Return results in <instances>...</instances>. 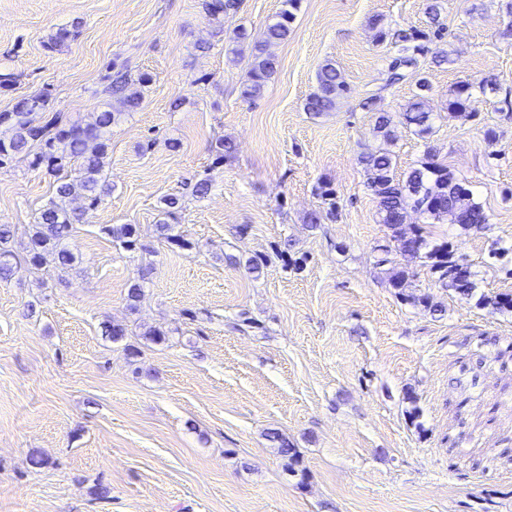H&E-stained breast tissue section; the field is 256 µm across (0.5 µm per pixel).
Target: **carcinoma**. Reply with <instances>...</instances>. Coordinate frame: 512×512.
I'll use <instances>...</instances> for the list:
<instances>
[{
    "label": "carcinoma",
    "instance_id": "cac0c4a2",
    "mask_svg": "<svg viewBox=\"0 0 512 512\" xmlns=\"http://www.w3.org/2000/svg\"><path fill=\"white\" fill-rule=\"evenodd\" d=\"M300 0H284V8L276 14L257 37L245 31L235 34L233 46L228 52L234 56L242 53L239 43H247L249 70L242 85L241 96L254 100L261 96L268 80L275 73V62L269 54L271 45L288 38L290 24L295 19ZM238 8V0H208L206 10L217 18ZM430 26L410 32H396L397 55L388 64L386 85L392 86L405 77V71L415 68L420 58L427 55L428 44L440 41L445 36L446 27L440 21L437 5H428ZM105 89L108 100L102 109L92 113L88 119L74 121L57 112L50 117L40 116L46 100L43 95L33 96L20 102L13 111L0 113V126L6 127L5 135H0V167L9 164L16 156L31 153L37 148L32 164L44 166L55 177V195L60 202H50L40 213L34 224L29 251L24 259H19L11 248L12 234L9 225H0V280L13 274L20 262L35 268L50 262L56 268L68 269L76 263V258L62 247L75 224L80 221V213L67 208L63 201L73 196L82 197L88 205L97 206L111 185L106 172L108 138L106 134L127 112L139 106L141 92L130 89L131 77L127 70L115 68L108 75ZM485 93L489 89L488 80L478 83L460 82L448 99V113L477 116L474 112V90ZM430 85L418 80L417 92L398 115L380 112L376 116L374 130L382 144L361 154L359 162L367 172V189L374 196L380 223L391 233V239L407 247L410 257L405 262L392 263L389 250L383 249V257L377 264L387 269L389 285L405 301L420 306L433 315L442 314L445 308L433 300L428 293L416 292L412 288L415 277L414 267H425L443 288H448L468 303L479 309H489L494 313H512V293L488 294L477 292L475 273L466 259L457 255L443 241L437 243L429 239L426 225L457 224L465 231L481 233L488 228L489 215L483 206L476 202L465 182L448 165L435 160L429 141L435 133L436 116L428 108L427 94ZM349 92L343 74L332 62L325 63L318 73L317 86L306 99L305 110L321 115L336 109L339 99ZM400 122L411 130L425 147L424 157L415 167L403 174L396 172V160L388 148L394 140V123ZM320 197L325 207L310 214L307 224L318 227L337 218L335 190L327 183L320 186ZM179 208V199L170 197L162 210L164 218L157 225L158 231L168 242L181 248L189 242L180 234L172 233L168 224ZM423 218L421 224L407 222L409 212ZM112 238L130 251L145 250L139 243L136 228L131 224H117L108 227Z\"/></svg>",
    "mask_w": 512,
    "mask_h": 512
}]
</instances>
